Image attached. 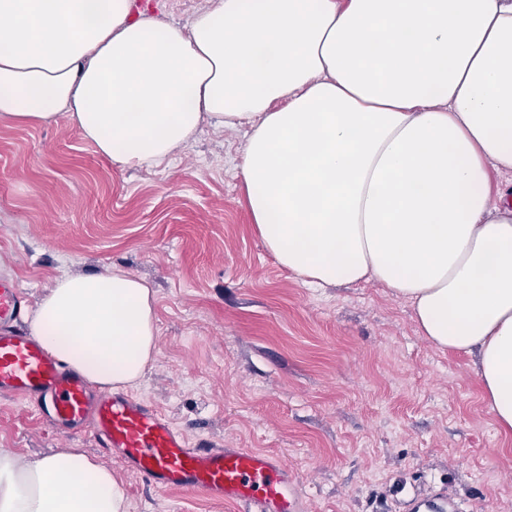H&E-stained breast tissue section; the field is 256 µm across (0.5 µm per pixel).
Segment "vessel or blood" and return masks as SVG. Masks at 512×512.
Segmentation results:
<instances>
[{"label": "vessel or blood", "mask_w": 512, "mask_h": 512, "mask_svg": "<svg viewBox=\"0 0 512 512\" xmlns=\"http://www.w3.org/2000/svg\"><path fill=\"white\" fill-rule=\"evenodd\" d=\"M27 307L19 283L0 274V396L31 403L60 433H92L155 489L232 502L243 512H307L304 485L280 455L190 443L153 404L92 388L21 327Z\"/></svg>", "instance_id": "1"}]
</instances>
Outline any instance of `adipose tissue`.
<instances>
[{"label":"adipose tissue","instance_id":"ef3b65f1","mask_svg":"<svg viewBox=\"0 0 512 512\" xmlns=\"http://www.w3.org/2000/svg\"><path fill=\"white\" fill-rule=\"evenodd\" d=\"M66 119L118 167L153 168L202 124L247 130L240 177L277 262L325 288L375 282L442 350L477 352L512 435V0H0V124ZM29 331L92 385L135 387L154 294L115 270L59 278ZM0 512H128L82 449L0 453ZM154 15L166 22L186 25L192 16L208 4V0H152ZM158 3L156 7L154 4Z\"/></svg>","mask_w":512,"mask_h":512}]
</instances>
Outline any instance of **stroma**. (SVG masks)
I'll return each mask as SVG.
<instances>
[{
  "instance_id": "stroma-1",
  "label": "stroma",
  "mask_w": 512,
  "mask_h": 512,
  "mask_svg": "<svg viewBox=\"0 0 512 512\" xmlns=\"http://www.w3.org/2000/svg\"><path fill=\"white\" fill-rule=\"evenodd\" d=\"M242 129L201 126L160 167L123 169L66 121L0 125V271L31 302L58 277L120 269L154 290L156 352L134 396L190 437L281 455L310 512H411L404 483L463 512H512V436L474 356L436 348L377 284L316 288L254 231ZM80 448L117 474L128 512H241L154 489L91 434L66 437L0 399V449Z\"/></svg>"
}]
</instances>
